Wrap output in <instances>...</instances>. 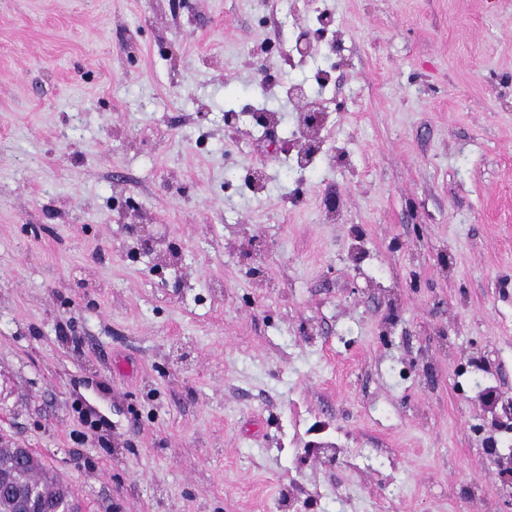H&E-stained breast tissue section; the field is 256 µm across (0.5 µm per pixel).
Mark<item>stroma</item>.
Masks as SVG:
<instances>
[{
	"mask_svg": "<svg viewBox=\"0 0 512 512\" xmlns=\"http://www.w3.org/2000/svg\"><path fill=\"white\" fill-rule=\"evenodd\" d=\"M330 54L301 167L274 145ZM490 389L512 0H0V445L82 512H512ZM249 122L257 126H264L268 122V114L256 112L251 108H243L241 111L224 112V131L234 133L239 130L242 124Z\"/></svg>",
	"mask_w": 512,
	"mask_h": 512,
	"instance_id": "35a3bbf8",
	"label": "stroma"
}]
</instances>
